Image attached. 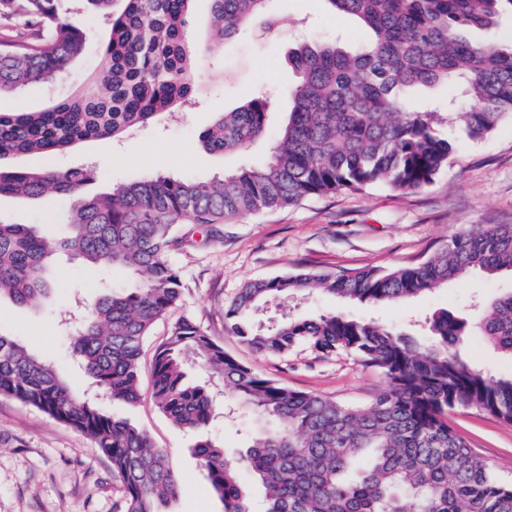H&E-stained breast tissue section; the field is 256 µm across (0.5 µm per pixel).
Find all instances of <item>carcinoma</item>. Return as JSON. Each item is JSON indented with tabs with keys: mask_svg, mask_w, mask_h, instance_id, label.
Here are the masks:
<instances>
[{
	"mask_svg": "<svg viewBox=\"0 0 512 512\" xmlns=\"http://www.w3.org/2000/svg\"><path fill=\"white\" fill-rule=\"evenodd\" d=\"M64 0H0V14L23 19L0 39V94L52 85L80 58L89 34L70 22ZM104 22L102 81L41 112H0V160L50 154L114 138L188 100L200 61L241 31L269 36L278 19L269 0H210L211 20L190 29L194 0H78ZM355 18L366 38L350 47L302 42L289 54L298 82L284 90L290 112L268 160L207 182L154 175L86 196L90 170L0 166V198L65 196L77 214L58 245L32 224L0 219V300L34 307L50 290L57 249L137 279L83 307L73 354L116 403L141 401L140 355L152 327L181 298L169 255L180 223L221 224L284 207L308 195L385 185L418 190L448 166L451 138L435 112L402 110V92L443 84L448 119L469 137L512 119V52L467 37L512 14V0H325ZM271 98L259 92L221 112L200 135L211 153L242 151L266 134ZM479 270L512 272V224H482L452 236L425 259L392 269L303 271L254 280L224 307V325L252 351L281 358L304 347L322 358L355 356L384 378L368 403L353 405L291 390L227 354L193 321L175 322L154 350L151 398L175 425L196 434V455L224 512H252L239 472L265 490L262 512H512V485L499 481L448 425L446 412L476 407L512 424V375L489 376L461 352L471 332L512 358V293L484 301L467 320L444 310L429 319L430 340L342 315L291 318L263 327L253 312L269 299L320 291L361 303L399 304ZM193 353L220 375L244 413L274 422L251 436L241 461L204 434L216 415L207 387L188 378ZM0 395L35 407L90 437L122 487L123 512H164L182 479L164 451L130 421L75 394L54 363L0 334Z\"/></svg>",
	"mask_w": 512,
	"mask_h": 512,
	"instance_id": "carcinoma-1",
	"label": "carcinoma"
}]
</instances>
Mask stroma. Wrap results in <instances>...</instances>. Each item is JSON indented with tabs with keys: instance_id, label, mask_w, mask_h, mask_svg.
<instances>
[{
	"instance_id": "1",
	"label": "stroma",
	"mask_w": 512,
	"mask_h": 512,
	"mask_svg": "<svg viewBox=\"0 0 512 512\" xmlns=\"http://www.w3.org/2000/svg\"><path fill=\"white\" fill-rule=\"evenodd\" d=\"M281 34L268 40L259 29L240 33L231 46L208 54L190 100L167 115L120 139L89 140L53 156L37 154L9 159L28 169H89L94 173L82 192L94 195L152 174L189 176L199 181L262 165L283 124L289 104L280 100L267 116L268 133L245 153L206 152L200 134L218 112L240 106L258 90L277 91L298 80L288 62L298 35L315 39L364 31L352 19L328 13L324 0H275ZM71 20L93 32L85 56L53 86L32 85L0 97V112L35 111L76 95L107 71L96 33L98 18L90 13ZM456 149L432 184L416 191L374 186L310 196L294 205L239 217L226 224L177 227L182 245L169 259L178 269L180 302L157 322L141 354L142 401L134 407L110 404L108 397L83 371L70 347L63 320L77 302H92L109 288L131 287L121 270L84 265L58 254L51 269V290L39 308L0 303V333L19 338L32 352L52 359L61 375L84 399L110 405L113 414L130 418L168 456L180 474L182 488L170 512H224L207 473L193 452V434L176 426L151 399L155 346L180 318L197 324L226 352L260 374L294 390L340 401H369L384 386L378 370L349 355L318 358L299 348L288 357L253 353L224 327V307L252 280L287 276L304 269L336 272L362 267L392 268L418 262L445 245L449 237L474 224H512V120H504L485 138L468 137L462 123L448 129ZM75 218L69 198L0 199V219L35 224L62 239ZM512 291V273L493 278L473 275L440 286L431 293L398 305L373 306L313 292L294 294L261 307L256 321L272 324L282 317L340 314L374 321L426 342V318L439 310L468 313L474 297ZM448 420L466 437L473 454L501 481L512 482V424L475 408H457ZM256 419L217 415L208 435L226 447L244 451L247 429ZM122 489L109 463L90 439L46 413L0 396V512H123Z\"/></svg>"
}]
</instances>
